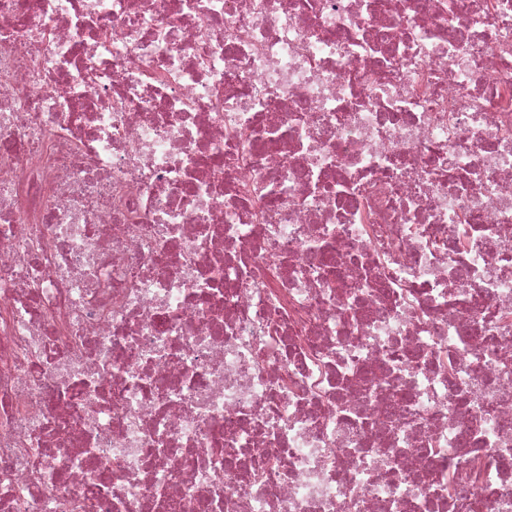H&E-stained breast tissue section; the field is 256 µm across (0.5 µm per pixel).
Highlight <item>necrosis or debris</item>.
Masks as SVG:
<instances>
[{"instance_id":"4bbe7bcc","label":"necrosis or debris","mask_w":512,"mask_h":512,"mask_svg":"<svg viewBox=\"0 0 512 512\" xmlns=\"http://www.w3.org/2000/svg\"><path fill=\"white\" fill-rule=\"evenodd\" d=\"M512 512V0H0V512Z\"/></svg>"}]
</instances>
